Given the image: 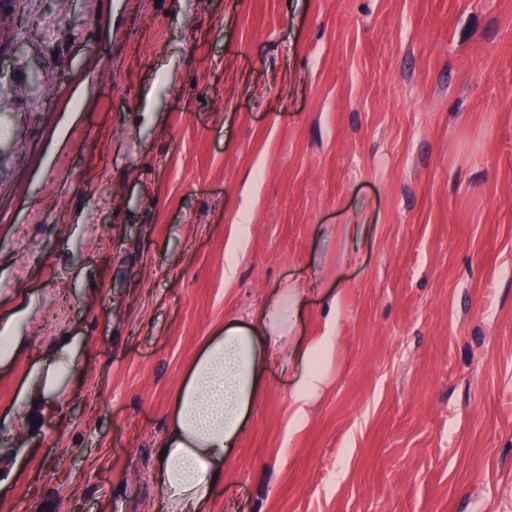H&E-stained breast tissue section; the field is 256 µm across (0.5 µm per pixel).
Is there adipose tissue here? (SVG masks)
Segmentation results:
<instances>
[{
    "label": "adipose tissue",
    "instance_id": "obj_1",
    "mask_svg": "<svg viewBox=\"0 0 512 512\" xmlns=\"http://www.w3.org/2000/svg\"><path fill=\"white\" fill-rule=\"evenodd\" d=\"M301 300V288H278L255 322L227 324L200 347L173 399L160 445L165 456L155 468L167 512H201L215 481L224 480L273 354L289 355L300 370L286 433L304 428L308 408L322 391L336 356V323L327 321L324 333L308 343L295 341Z\"/></svg>",
    "mask_w": 512,
    "mask_h": 512
}]
</instances>
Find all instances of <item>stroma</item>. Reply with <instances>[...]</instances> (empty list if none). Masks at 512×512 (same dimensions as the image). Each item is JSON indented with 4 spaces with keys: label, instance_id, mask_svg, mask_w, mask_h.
Returning a JSON list of instances; mask_svg holds the SVG:
<instances>
[{
    "label": "stroma",
    "instance_id": "obj_1",
    "mask_svg": "<svg viewBox=\"0 0 512 512\" xmlns=\"http://www.w3.org/2000/svg\"><path fill=\"white\" fill-rule=\"evenodd\" d=\"M0 10L33 22L0 54V512H165L185 368L287 281L336 359L290 437L270 359L208 512H512V0Z\"/></svg>",
    "mask_w": 512,
    "mask_h": 512
}]
</instances>
